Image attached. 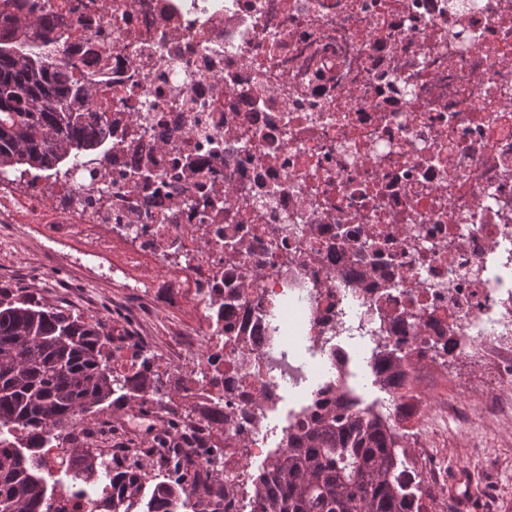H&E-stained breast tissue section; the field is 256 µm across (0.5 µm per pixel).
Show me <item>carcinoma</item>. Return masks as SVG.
Here are the masks:
<instances>
[{
	"instance_id": "carcinoma-1",
	"label": "carcinoma",
	"mask_w": 512,
	"mask_h": 512,
	"mask_svg": "<svg viewBox=\"0 0 512 512\" xmlns=\"http://www.w3.org/2000/svg\"><path fill=\"white\" fill-rule=\"evenodd\" d=\"M19 0H0V175L38 173L51 165L85 170L100 152L96 125L102 112L88 111L93 83L67 71L55 53L62 39L49 14L27 18ZM111 333L103 320H87L25 296L0 291V429L25 432L15 443H0V512H67L57 485L85 488L89 512H179L196 497L198 512H229L230 497L219 470L217 484L190 475L192 456L182 468L149 483L142 466H111L103 453L75 448L65 479L48 483L53 467L37 454V443L64 429L81 412L112 398L142 399L165 382L137 372L116 375L109 366ZM288 427L286 444L271 454L254 480L255 512H427L426 491L412 476L410 455L370 406L350 412L336 408ZM180 440V426H209L168 407Z\"/></svg>"
}]
</instances>
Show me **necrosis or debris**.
<instances>
[{
    "label": "necrosis or debris",
    "instance_id": "necrosis-or-debris-1",
    "mask_svg": "<svg viewBox=\"0 0 512 512\" xmlns=\"http://www.w3.org/2000/svg\"><path fill=\"white\" fill-rule=\"evenodd\" d=\"M40 2L65 67L100 86L107 153L91 181L13 172L0 221L151 308L196 301L184 392L225 445L262 457L289 395L292 421L322 390L349 405L357 357L445 489L460 412L476 450L512 420V0ZM451 360L495 376L484 404L406 396Z\"/></svg>",
    "mask_w": 512,
    "mask_h": 512
}]
</instances>
